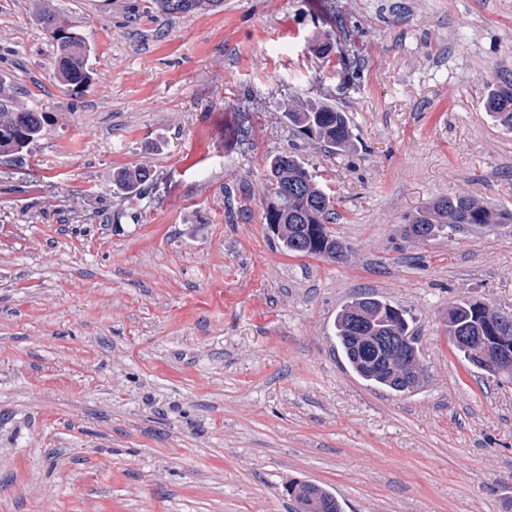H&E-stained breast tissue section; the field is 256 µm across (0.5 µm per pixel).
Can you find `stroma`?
Here are the masks:
<instances>
[{
	"label": "stroma",
	"instance_id": "1",
	"mask_svg": "<svg viewBox=\"0 0 512 512\" xmlns=\"http://www.w3.org/2000/svg\"><path fill=\"white\" fill-rule=\"evenodd\" d=\"M149 4L0 0V77L49 120L0 158V512H293L295 481L342 512H512V380L445 325L459 298L512 309V223L403 233L441 197L512 212V130L483 106L512 78V0H224L167 27ZM47 10L92 47L81 94L52 77ZM313 91L354 151L284 122ZM289 152L336 197L342 261L264 224ZM132 165L153 173L134 200L112 180ZM365 295L413 318L415 390L347 364L334 321Z\"/></svg>",
	"mask_w": 512,
	"mask_h": 512
}]
</instances>
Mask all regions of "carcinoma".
<instances>
[{
    "label": "carcinoma",
    "mask_w": 512,
    "mask_h": 512,
    "mask_svg": "<svg viewBox=\"0 0 512 512\" xmlns=\"http://www.w3.org/2000/svg\"><path fill=\"white\" fill-rule=\"evenodd\" d=\"M223 0H152L155 19L170 21L187 13H205L220 8ZM41 25L53 42V75L65 88L80 89L92 84L96 72L90 64L91 46L75 29L46 11ZM485 110L504 128L512 129V81L488 85ZM288 126L301 139L320 144L336 153L355 148V137L347 114L332 104L310 100L303 106H289L283 112ZM46 116L14 105L13 86L0 81V157L21 160L46 134ZM149 170L140 165L122 168L113 182L127 196L137 195L149 180ZM263 199L277 200L274 209L264 211V223L278 225L273 234L281 248L295 256L340 261L344 251L330 230L339 215L335 197L318 176L291 153L271 157L261 188ZM512 212L468 196L445 197L407 219L404 232L415 238L427 233L433 239L463 224H509ZM411 336V354L420 359L418 336L407 313L375 297L361 296L338 311L335 336L352 371L367 384L396 393L411 392L415 382L407 369L396 363L376 344L383 336ZM448 336H461L454 348L473 366H479L486 350H512V310L470 299L448 306ZM303 512H340L336 497L319 485L311 487L301 502Z\"/></svg>",
    "instance_id": "cac0c4a2"
}]
</instances>
